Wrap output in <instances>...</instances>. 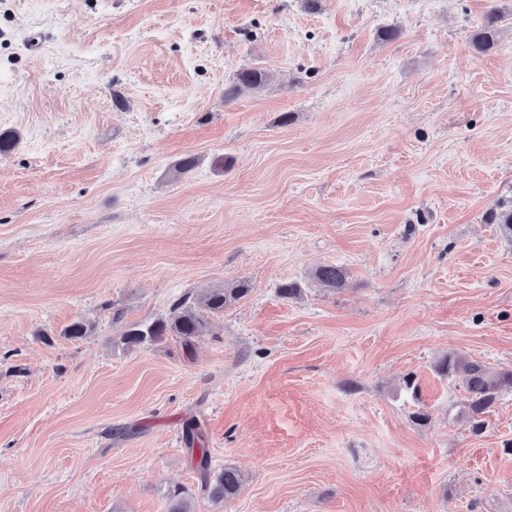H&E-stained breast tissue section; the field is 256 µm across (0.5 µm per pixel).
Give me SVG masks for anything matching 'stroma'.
Instances as JSON below:
<instances>
[{
    "label": "stroma",
    "mask_w": 512,
    "mask_h": 512,
    "mask_svg": "<svg viewBox=\"0 0 512 512\" xmlns=\"http://www.w3.org/2000/svg\"><path fill=\"white\" fill-rule=\"evenodd\" d=\"M4 131L0 512H512V394L476 434L434 371L512 368V0H0ZM500 18L498 10L493 9L487 13L483 27L469 38V43L474 51L483 53L493 47L498 34ZM314 278L325 288L337 290L347 285V273L344 268L336 265H325L315 270ZM246 281H239L232 288H212L200 295H186L176 300L165 318L151 322L131 324L122 340L128 346L152 344L165 341L169 336L190 347L196 336L207 328L210 314H218L232 302L250 291ZM194 303H189V300ZM198 447L189 449L191 456L194 452L197 453L198 466L202 470L205 485L210 489L211 497L217 501L234 499L244 485L243 474L234 467H224L221 473L214 474L210 480L209 450L201 443L198 444Z\"/></svg>",
    "instance_id": "stroma-1"
}]
</instances>
